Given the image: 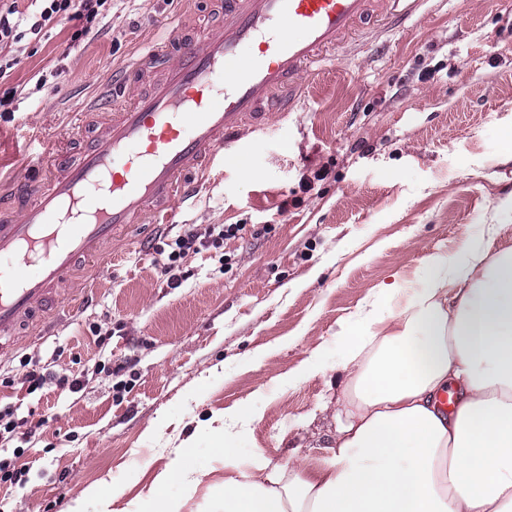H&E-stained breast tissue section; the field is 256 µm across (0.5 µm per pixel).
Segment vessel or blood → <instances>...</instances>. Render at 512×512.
Here are the masks:
<instances>
[{
	"label": "vessel or blood",
	"mask_w": 512,
	"mask_h": 512,
	"mask_svg": "<svg viewBox=\"0 0 512 512\" xmlns=\"http://www.w3.org/2000/svg\"><path fill=\"white\" fill-rule=\"evenodd\" d=\"M405 0H222L219 28L167 22L144 53L112 74L132 100L99 95L111 111L98 145L46 149L44 179L0 200V353L42 323L62 285L105 254L127 225L174 222L173 205L272 115L287 116L305 80L375 25L405 19ZM156 77L147 91L137 85Z\"/></svg>",
	"instance_id": "obj_1"
}]
</instances>
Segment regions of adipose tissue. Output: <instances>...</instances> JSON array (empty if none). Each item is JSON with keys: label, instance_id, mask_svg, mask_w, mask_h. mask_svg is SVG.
<instances>
[{"label": "adipose tissue", "instance_id": "1", "mask_svg": "<svg viewBox=\"0 0 512 512\" xmlns=\"http://www.w3.org/2000/svg\"><path fill=\"white\" fill-rule=\"evenodd\" d=\"M500 199L483 232L423 259L420 288L377 286L398 303L342 327V399L323 401L326 452L242 460L237 430L253 412L217 413L211 454L224 462L214 512H512V246H498ZM455 394L442 414L437 397ZM189 449L160 470L142 512H180L173 493L203 480Z\"/></svg>", "mask_w": 512, "mask_h": 512}]
</instances>
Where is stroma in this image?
<instances>
[{"instance_id": "stroma-1", "label": "stroma", "mask_w": 512, "mask_h": 512, "mask_svg": "<svg viewBox=\"0 0 512 512\" xmlns=\"http://www.w3.org/2000/svg\"><path fill=\"white\" fill-rule=\"evenodd\" d=\"M181 14L216 22L182 0H106L94 23L67 19L7 47L0 179L28 175L29 142L67 146L100 82ZM508 31L512 0H418L405 28L369 31L296 112L247 134L244 164L209 170L146 254L121 238L104 270L80 271L86 306L57 310L55 334L0 356V406L17 422L0 459L28 473L24 486L0 484V512H101L115 493L135 512L189 439L207 478L183 512H209L224 480L206 426L215 413L257 414L236 443L243 458L310 454L332 425L319 404L343 393L342 326L378 284H418L425 255L479 236L512 192ZM220 224L243 230L209 244ZM188 231L204 245L172 288L163 248ZM314 355L326 374L296 378ZM25 358L78 388L28 392Z\"/></svg>"}]
</instances>
